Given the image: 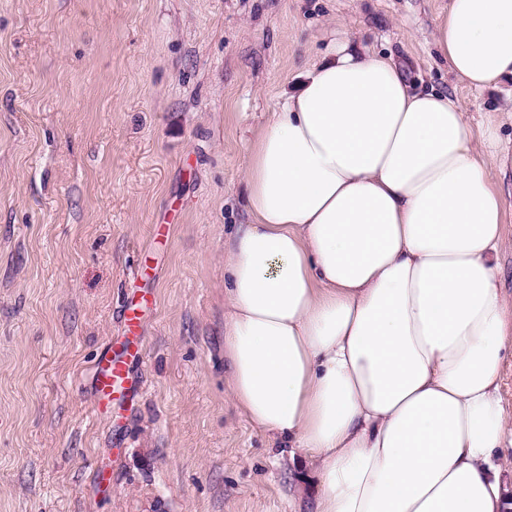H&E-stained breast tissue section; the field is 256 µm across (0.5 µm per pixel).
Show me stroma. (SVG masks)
Returning a JSON list of instances; mask_svg holds the SVG:
<instances>
[{
  "label": "stroma",
  "instance_id": "1",
  "mask_svg": "<svg viewBox=\"0 0 512 512\" xmlns=\"http://www.w3.org/2000/svg\"><path fill=\"white\" fill-rule=\"evenodd\" d=\"M449 0H0V512H311L305 459L225 397L247 145L336 33L512 148V82L456 81ZM142 303L138 394L90 368Z\"/></svg>",
  "mask_w": 512,
  "mask_h": 512
}]
</instances>
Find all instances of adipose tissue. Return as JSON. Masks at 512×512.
<instances>
[{
  "label": "adipose tissue",
  "mask_w": 512,
  "mask_h": 512,
  "mask_svg": "<svg viewBox=\"0 0 512 512\" xmlns=\"http://www.w3.org/2000/svg\"><path fill=\"white\" fill-rule=\"evenodd\" d=\"M450 74L512 80V0H450ZM224 244L228 398L316 464L314 512H512L497 457L512 299L494 121L333 40L248 144ZM504 239L500 251L502 266V286L504 291L512 294V209L506 212L504 219Z\"/></svg>",
  "instance_id": "ef3b65f1"
}]
</instances>
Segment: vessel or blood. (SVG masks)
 Listing matches in <instances>:
<instances>
[{
  "label": "vessel or blood",
  "mask_w": 512,
  "mask_h": 512,
  "mask_svg": "<svg viewBox=\"0 0 512 512\" xmlns=\"http://www.w3.org/2000/svg\"><path fill=\"white\" fill-rule=\"evenodd\" d=\"M142 358V348L128 340L109 347L96 359L91 369V382L98 410L111 408L113 400L126 396L129 366Z\"/></svg>",
  "instance_id": "obj_1"
}]
</instances>
